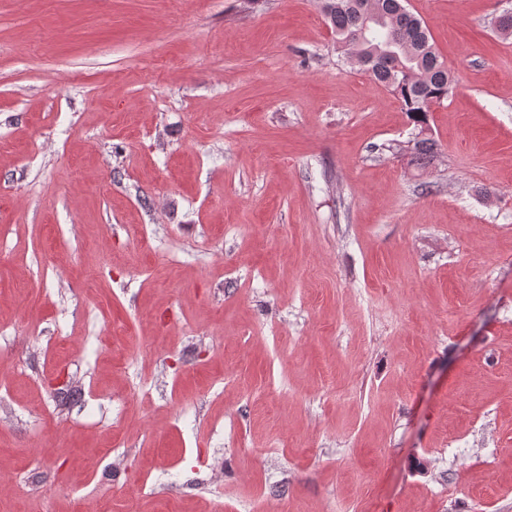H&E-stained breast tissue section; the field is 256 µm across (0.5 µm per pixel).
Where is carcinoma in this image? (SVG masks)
Returning a JSON list of instances; mask_svg holds the SVG:
<instances>
[{"label": "carcinoma", "mask_w": 512, "mask_h": 512, "mask_svg": "<svg viewBox=\"0 0 512 512\" xmlns=\"http://www.w3.org/2000/svg\"><path fill=\"white\" fill-rule=\"evenodd\" d=\"M365 0H322V11L341 47L370 59L368 74L389 88L414 122L411 139L398 146L418 166L430 163L437 143L427 134L431 108L448 99L452 79L421 19L400 8V0H377L373 30L364 31Z\"/></svg>", "instance_id": "1"}]
</instances>
